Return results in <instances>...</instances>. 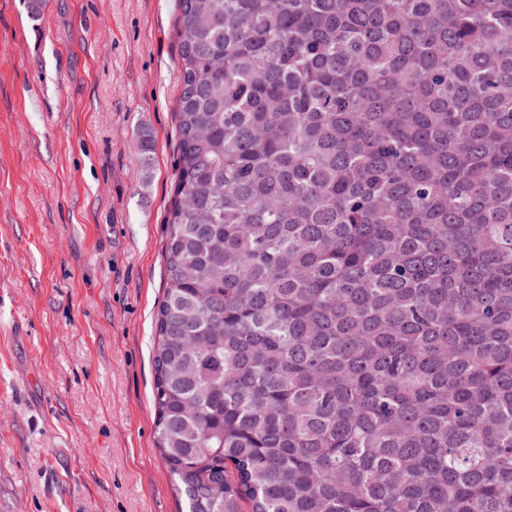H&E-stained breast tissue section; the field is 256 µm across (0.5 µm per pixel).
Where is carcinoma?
Here are the masks:
<instances>
[{
    "label": "carcinoma",
    "instance_id": "obj_1",
    "mask_svg": "<svg viewBox=\"0 0 512 512\" xmlns=\"http://www.w3.org/2000/svg\"><path fill=\"white\" fill-rule=\"evenodd\" d=\"M176 9L185 512H512V0Z\"/></svg>",
    "mask_w": 512,
    "mask_h": 512
}]
</instances>
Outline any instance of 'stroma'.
<instances>
[{"label": "stroma", "instance_id": "stroma-1", "mask_svg": "<svg viewBox=\"0 0 512 512\" xmlns=\"http://www.w3.org/2000/svg\"><path fill=\"white\" fill-rule=\"evenodd\" d=\"M178 76L175 0H0V512L185 508L153 405Z\"/></svg>", "mask_w": 512, "mask_h": 512}]
</instances>
